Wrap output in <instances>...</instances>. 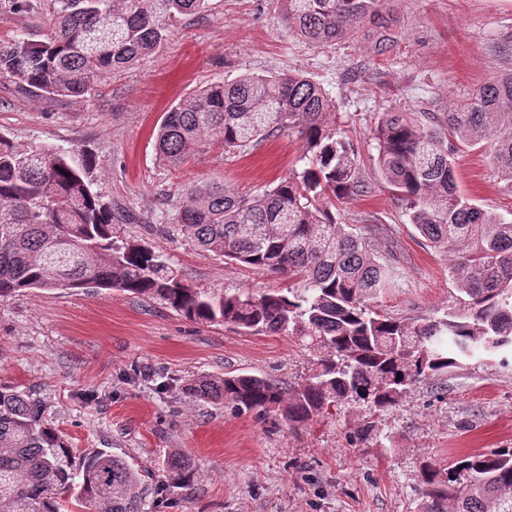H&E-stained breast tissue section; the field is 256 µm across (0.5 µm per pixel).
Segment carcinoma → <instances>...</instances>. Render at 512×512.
<instances>
[{
    "mask_svg": "<svg viewBox=\"0 0 512 512\" xmlns=\"http://www.w3.org/2000/svg\"><path fill=\"white\" fill-rule=\"evenodd\" d=\"M207 0H57L41 40L0 46V78L37 96L80 97L95 80L151 54L166 38L157 17L201 11ZM284 20L313 44L367 37L390 46L383 0H283ZM335 104L297 75L247 74L216 83L173 106L157 133L160 161L180 164L215 137L241 153L288 130L303 143L301 169L262 192L223 185L186 190L176 223L159 231L202 250L302 282L301 292L258 298L192 288L147 242L120 239L94 191L93 160L60 147L26 150L0 134V298L22 290L105 288L158 300L200 323L288 334L319 353L304 384L248 374L196 378L186 392L239 412H278L303 427L325 406L353 401L386 411L415 382L476 356L505 365L512 356V222L457 189L459 147L486 143L495 172L512 185V70L478 88L434 128L385 112L375 130L377 165L407 202L411 224L453 255L449 274L462 294L440 317L409 324L378 313L374 300L395 271L373 249L376 227L342 223L336 202L363 191L351 144L327 122ZM189 460L165 459L163 482L191 486ZM418 512H512V448L434 462L419 470ZM141 474L105 449L77 455L24 392L0 387V512H140Z\"/></svg>",
    "mask_w": 512,
    "mask_h": 512,
    "instance_id": "obj_1",
    "label": "carcinoma"
}]
</instances>
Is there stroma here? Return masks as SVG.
<instances>
[{"instance_id": "35a3bbf8", "label": "stroma", "mask_w": 512, "mask_h": 512, "mask_svg": "<svg viewBox=\"0 0 512 512\" xmlns=\"http://www.w3.org/2000/svg\"><path fill=\"white\" fill-rule=\"evenodd\" d=\"M387 6L393 41L378 54L360 38L303 41L289 30L281 0H208L201 12L168 20L153 53L98 79L85 96L20 95L0 79V133L24 149L91 153L95 188L119 219L117 236L163 251L191 287L258 297L295 282L228 264L154 227L174 223L195 183L252 195L301 169V140L287 131L241 154L210 140L167 166L156 156L155 133L169 108L200 87L245 73L306 76L334 100L329 121L352 144L367 186L342 204V220L377 225V248L399 273L377 310L412 322L439 315L454 293L449 256L415 230L380 175L374 132L382 113L439 117L511 70L512 0ZM53 8L54 0H31L19 14L0 0V45L39 39ZM457 186L476 205L512 218V190L486 150L461 149ZM317 359L295 337L193 322L161 302L113 290H30L0 300V385L38 400L71 448L111 451L151 486L172 449L187 454L191 489L163 485L144 512H416L421 463L447 467L512 447V365L479 358L411 387L375 417L364 443L355 439L365 415L358 404H330L295 430L275 414L236 413L182 391L187 380L227 374L301 384Z\"/></svg>"}]
</instances>
